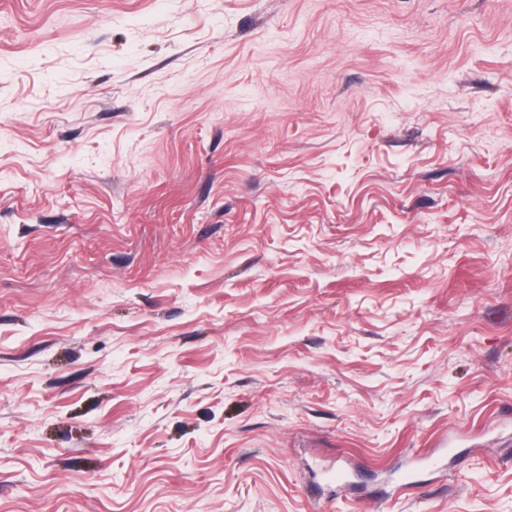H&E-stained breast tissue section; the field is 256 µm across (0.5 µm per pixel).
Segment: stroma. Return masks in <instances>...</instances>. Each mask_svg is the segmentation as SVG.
<instances>
[{
    "mask_svg": "<svg viewBox=\"0 0 512 512\" xmlns=\"http://www.w3.org/2000/svg\"><path fill=\"white\" fill-rule=\"evenodd\" d=\"M0 512H512V0H0Z\"/></svg>",
    "mask_w": 512,
    "mask_h": 512,
    "instance_id": "35a3bbf8",
    "label": "stroma"
}]
</instances>
